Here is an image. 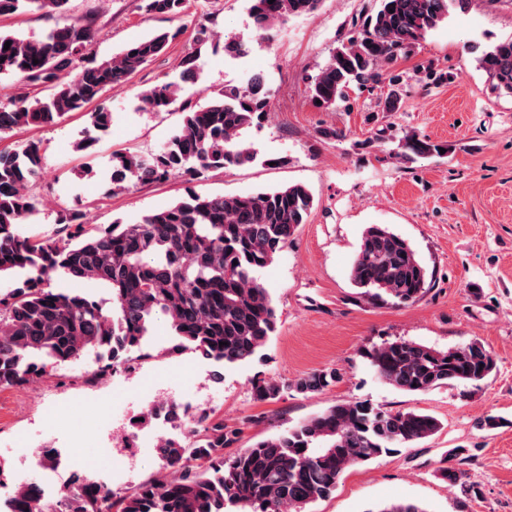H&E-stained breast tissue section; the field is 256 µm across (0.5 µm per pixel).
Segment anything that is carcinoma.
<instances>
[{
  "label": "carcinoma",
  "mask_w": 512,
  "mask_h": 512,
  "mask_svg": "<svg viewBox=\"0 0 512 512\" xmlns=\"http://www.w3.org/2000/svg\"><path fill=\"white\" fill-rule=\"evenodd\" d=\"M70 0H0V16L33 7L65 14ZM148 14L180 17L187 0H142ZM258 39L288 18L314 12L321 0H248ZM376 9L354 25V35L334 48L328 62L309 78L311 99L334 110L353 88H387L382 111L402 101L398 78L388 68L407 56L426 34L466 10L472 0H377ZM95 35L92 15L69 20L41 39L0 33V76H17L51 88L45 99L25 95L0 104V138L22 127L52 126L100 99L109 86L127 83L169 40L165 31L132 42L111 58L79 66ZM210 28L197 27L195 47L181 60L179 79L161 81L139 93L143 108L169 112L188 86L201 80L202 49ZM9 48H4L5 42ZM224 56L238 60L250 48L224 40ZM38 63H33V60ZM492 90L512 97V38L479 59ZM270 88L261 73L241 85L211 93L203 105L182 106V119L163 150L150 159L112 155V191L170 177L198 178L213 170L251 164L258 152L243 133L261 126L270 107ZM112 124L104 105L89 113L78 148L92 147ZM448 148L414 132L398 141L404 160L440 155ZM41 157L35 144L21 152L0 150V276L25 278L0 294V387L22 386L52 375L61 366L91 358L105 376L142 347L155 315L169 322L173 352L192 350L226 364L256 356L277 330L278 311L258 271L288 246L307 222L313 197L300 184L254 194L202 197L190 194L138 221L89 226L79 211L60 219L55 238L26 236L19 225L36 208L33 180ZM63 275L105 285L109 299L50 288ZM428 272L410 243L384 224L362 232L350 267V281L368 296L396 305L416 302ZM367 358L385 384L409 393L488 378L496 367L481 343L437 349L395 339L373 348ZM336 372L316 370L290 383L260 382L259 400L290 390L320 392ZM196 438H162L158 451L170 475L148 480L123 494L78 476L56 498L27 482L15 487L6 512H307L329 498L346 469L398 448L409 447L441 429L435 417L416 411L382 410L366 402H340L285 432L226 456L234 442L224 422L203 410L193 417ZM369 512H427L414 501L385 503Z\"/></svg>",
  "instance_id": "obj_1"
}]
</instances>
